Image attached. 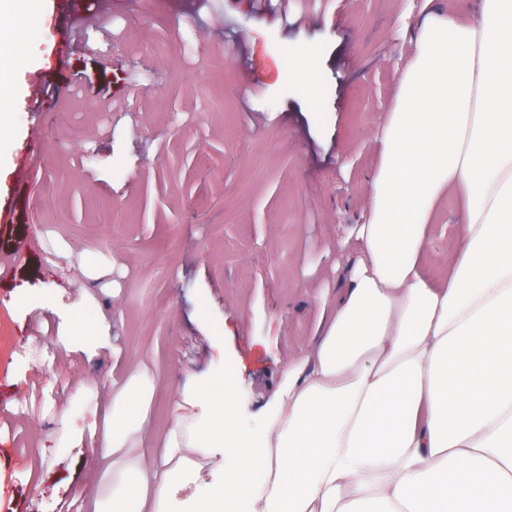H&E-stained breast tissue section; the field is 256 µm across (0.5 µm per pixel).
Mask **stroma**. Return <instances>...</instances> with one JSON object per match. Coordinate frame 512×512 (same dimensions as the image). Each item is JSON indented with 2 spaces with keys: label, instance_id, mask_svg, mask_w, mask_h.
Here are the masks:
<instances>
[{
  "label": "stroma",
  "instance_id": "35a3bbf8",
  "mask_svg": "<svg viewBox=\"0 0 512 512\" xmlns=\"http://www.w3.org/2000/svg\"><path fill=\"white\" fill-rule=\"evenodd\" d=\"M38 2L0 15V512H114L151 459L180 468L173 499L205 494L223 462L169 447L172 393L229 379L258 426L357 257L422 21L475 0ZM77 5L98 20L74 42ZM463 202L431 220V279Z\"/></svg>",
  "mask_w": 512,
  "mask_h": 512
}]
</instances>
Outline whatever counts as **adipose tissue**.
I'll use <instances>...</instances> for the list:
<instances>
[{
	"mask_svg": "<svg viewBox=\"0 0 512 512\" xmlns=\"http://www.w3.org/2000/svg\"><path fill=\"white\" fill-rule=\"evenodd\" d=\"M379 141L357 261L260 426L174 395L175 446L224 457L181 512H512V0L427 18ZM455 188L438 283L422 258ZM463 202L462 192L445 197L431 220L423 266L426 274L433 280L443 279L447 274V265L442 263V258L448 256L451 247L457 246L460 240Z\"/></svg>",
	"mask_w": 512,
	"mask_h": 512,
	"instance_id": "obj_1",
	"label": "adipose tissue"
}]
</instances>
